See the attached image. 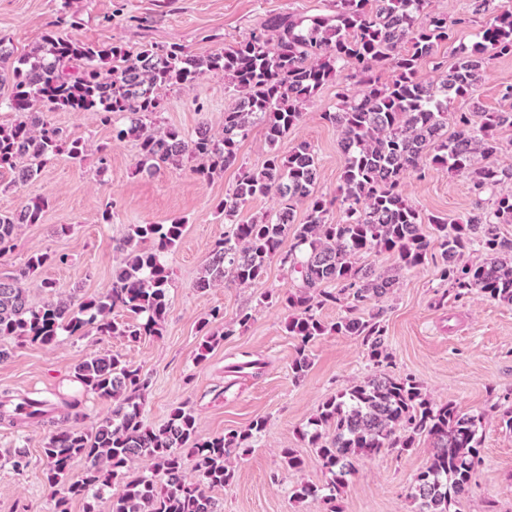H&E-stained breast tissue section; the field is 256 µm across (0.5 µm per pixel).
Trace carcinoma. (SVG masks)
<instances>
[{"label":"carcinoma","instance_id":"cac0c4a2","mask_svg":"<svg viewBox=\"0 0 512 512\" xmlns=\"http://www.w3.org/2000/svg\"><path fill=\"white\" fill-rule=\"evenodd\" d=\"M487 10L488 0H470L467 15L450 19L432 9L431 0H336L333 15L270 17L235 46L206 57L176 43L133 49L76 41L62 34L63 27L78 24L64 13L42 45L23 56L13 57L0 39V87L11 86L0 105L20 114L14 123L0 126V171H13L20 160H28L19 174V183L25 184L60 153L83 161L87 145L64 137L47 113L94 111L112 126V140L136 141L143 169L178 171L193 161L190 171L209 181L237 163L239 143L255 124L266 123L271 144L284 140L302 121L303 106L325 83L336 81V107L322 118L340 133L344 167L337 194L330 199L317 194V158L306 142L271 152L257 169L241 170L235 187L216 204L230 230L215 242L196 288H215L229 274L240 286H256L276 261L300 281L296 291L280 299L293 310L285 330L298 341L294 377L311 366L308 346L330 333L362 339L370 361L388 365L392 356L381 325L384 310L371 303L390 293L403 273L425 265L432 250L440 252L439 278L454 297L477 291L488 300L512 303V243L497 232L498 225L512 224V192H500L492 211L478 208L454 224L440 215H424L403 192L408 176L430 166L461 174L478 195L512 177L493 164H478L480 158L503 152L496 131L512 126V113L453 107L454 100L474 92L493 58L512 56V11L489 19L480 41L462 52L454 66L440 55L458 27ZM426 66L436 73L429 83L419 78ZM213 71L224 73V93L236 99L224 111L222 136H212L205 126L191 134L151 130L148 121L160 111L162 91ZM382 71L389 72L388 80H381ZM350 81L357 86L354 92L348 89ZM269 195L279 199L274 215L237 221L249 200ZM297 203L306 204V214L296 224ZM46 208L48 198L38 195L17 214L0 213V251L10 247L21 225L40 223ZM425 224L431 232H424ZM184 231L180 220L129 225L127 234L113 242L121 260L111 287L79 302L54 298L53 282L44 280L41 288L49 299L31 305L23 280L51 255H30L25 268L0 277V340L47 346L62 336L90 333L132 341L160 334L171 283L168 257ZM290 233L294 243L285 251L282 243ZM475 247L483 258L464 259ZM371 252L393 254L394 273L358 264ZM339 303L345 314L325 323L320 310ZM116 310L131 319H115ZM219 315L214 309L199 325L206 350L251 319L240 315L218 336L207 326ZM74 378L84 392L112 403V412L90 431L57 426L44 437L53 512H69L76 498L86 500V512H95L92 502L116 482L123 488L112 496L111 512H218L208 490L231 484L229 457L265 427L260 418L247 431L200 441L196 418L182 408L163 425L147 427L142 411L149 380L117 354L88 355ZM47 406L40 398L25 399L24 419L44 421ZM481 421L461 413L451 400L431 401L410 375H375L330 397L300 429L331 479L323 488L300 485L295 498L321 493L327 512H342L341 490L357 459L384 450L402 455L427 436L433 453L410 484L409 498L415 512H450L456 499L469 492L481 463ZM185 453L194 460V481L185 474ZM77 458L85 461L86 470L71 481L68 471ZM137 459L150 461L151 472L131 474Z\"/></svg>","mask_w":512,"mask_h":512}]
</instances>
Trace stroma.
Returning a JSON list of instances; mask_svg holds the SVG:
<instances>
[{"mask_svg": "<svg viewBox=\"0 0 512 512\" xmlns=\"http://www.w3.org/2000/svg\"><path fill=\"white\" fill-rule=\"evenodd\" d=\"M334 0H0V38L15 54L41 44L50 25L63 13L77 16L72 39L130 46L178 43L198 56L219 52L267 16L295 17L330 14ZM512 84V57L491 60L472 99L456 100L459 110L479 102L489 112L512 111L502 99V86ZM223 73L209 72L196 81L171 87L161 95L160 128L194 132L207 125L221 135L224 112L234 104L224 93ZM336 103V86L329 83L306 105L300 124L279 142L280 150L300 141L309 143L318 160L319 193L334 196L344 157L335 127L323 120ZM49 118L64 134L86 142L82 162L54 156L28 184L15 183L14 173L0 172V212L21 209L29 196L42 195L50 206L40 223L22 225L10 250L0 254V276L12 275L35 251L52 254V262L30 272L24 281L32 304H41L43 280L57 284L66 299L100 296L112 284L119 256L113 240L130 224L183 221L185 233L169 257L172 283L162 335L131 341L119 336L62 337L53 346L0 342L7 358L0 359V395H38L55 404L50 423H10V407L0 408V512H52L42 442L51 422L62 421L64 400L79 399L82 415L72 427L86 431L109 416L112 405L86 394L74 371L88 354H118L140 367L150 385L143 408L145 426L166 422L175 408L193 412L199 438L241 432L261 418L265 428L247 451L233 455V483L213 490L223 512H325L322 500L295 501L294 489L308 483L325 485L328 473L315 452L302 441L299 429L332 395L376 374L361 339L328 334L309 346L312 366L293 378L289 364L297 341L284 326L291 311L270 305L267 292H286L295 279L271 263L262 284L245 288L233 282L205 292L195 282L201 276L214 242L228 231L216 210L239 176L241 167L262 165L272 147L263 125H255L238 148L239 163L210 181L189 169L156 173L139 168L134 142H116L110 126L96 112H53ZM110 144L106 165H99L97 147ZM409 201L423 213L456 222L477 207L469 181L445 168L430 167L404 183ZM111 210V222L101 214ZM444 285L435 263L412 271L399 288L381 302L392 363V375H412L436 403L454 401L469 415H484L479 430L482 463L471 489L451 512H512V432L489 411L512 393V306L473 294L443 298ZM223 319L210 323L223 331L241 313L251 321L210 351H203L198 324L212 309ZM260 368H253V361ZM294 449L302 469L288 468L281 451ZM432 442L421 438L409 453L391 451L356 461L342 498L343 512H414L406 494L414 476L432 455ZM24 468H14L16 458Z\"/></svg>", "mask_w": 512, "mask_h": 512, "instance_id": "obj_1", "label": "stroma"}]
</instances>
